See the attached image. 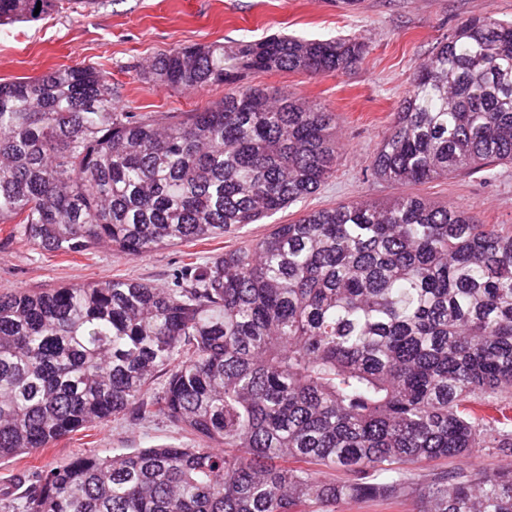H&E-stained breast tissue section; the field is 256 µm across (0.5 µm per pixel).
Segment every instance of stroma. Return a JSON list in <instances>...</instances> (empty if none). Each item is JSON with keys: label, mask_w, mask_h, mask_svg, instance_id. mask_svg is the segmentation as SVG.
<instances>
[{"label": "stroma", "mask_w": 512, "mask_h": 512, "mask_svg": "<svg viewBox=\"0 0 512 512\" xmlns=\"http://www.w3.org/2000/svg\"><path fill=\"white\" fill-rule=\"evenodd\" d=\"M488 12L511 19L512 0H363L356 10L343 9L336 0H96L90 6L70 0L39 21L0 25V81L38 76L59 66L91 65L108 72L118 108L176 117L213 106L224 90L180 92L142 79L141 69L161 53L215 42L232 46L272 34L307 39L356 35L370 45L364 61L347 72L316 78L260 72L246 78L248 84L290 93L335 113L344 150L333 176L314 194L224 236L170 245L139 258L118 256L106 246L84 255L49 254L13 235L12 225L0 224V290L38 293L108 277L163 285L183 262L204 261L307 211L355 199L419 195L468 208L486 224L512 225V165L424 185L380 181L367 170L415 68L460 22ZM188 441L163 423L133 425L116 419L71 433L50 447L0 460V489L18 490L23 473L82 455L109 457Z\"/></svg>", "instance_id": "stroma-1"}]
</instances>
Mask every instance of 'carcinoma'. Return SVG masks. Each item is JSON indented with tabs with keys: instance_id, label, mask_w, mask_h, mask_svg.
I'll return each instance as SVG.
<instances>
[{
	"instance_id": "obj_1",
	"label": "carcinoma",
	"mask_w": 512,
	"mask_h": 512,
	"mask_svg": "<svg viewBox=\"0 0 512 512\" xmlns=\"http://www.w3.org/2000/svg\"><path fill=\"white\" fill-rule=\"evenodd\" d=\"M63 4L0 0V25ZM368 52L361 36L276 35L162 53L145 79L236 85L177 120L115 108L92 66L0 81V224L46 252L126 257L255 224L319 189L343 144L326 108L244 74L318 77ZM505 163L512 20L486 13L416 68L369 170L427 183ZM119 416L168 423L193 447L81 456L24 476L5 507L512 512V469L420 474L512 451V225L419 196L355 200L187 262L164 286L1 290L0 460Z\"/></svg>"
}]
</instances>
